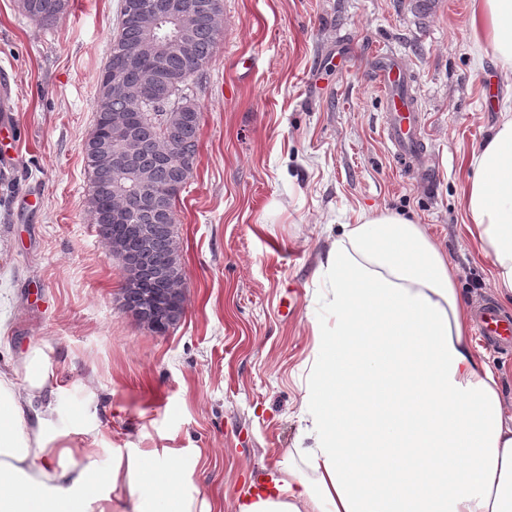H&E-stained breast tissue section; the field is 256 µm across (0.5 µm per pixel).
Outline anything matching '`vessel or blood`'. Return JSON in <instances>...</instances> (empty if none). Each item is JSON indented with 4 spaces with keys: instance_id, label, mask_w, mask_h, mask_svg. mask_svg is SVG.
Segmentation results:
<instances>
[{
    "instance_id": "obj_1",
    "label": "vessel or blood",
    "mask_w": 512,
    "mask_h": 512,
    "mask_svg": "<svg viewBox=\"0 0 512 512\" xmlns=\"http://www.w3.org/2000/svg\"><path fill=\"white\" fill-rule=\"evenodd\" d=\"M375 81L383 92V125L391 156L397 163L416 168L425 164L428 147L421 134L422 117L409 91V73L383 60L376 68ZM477 334L503 355L512 354V314L486 301L476 310Z\"/></svg>"
}]
</instances>
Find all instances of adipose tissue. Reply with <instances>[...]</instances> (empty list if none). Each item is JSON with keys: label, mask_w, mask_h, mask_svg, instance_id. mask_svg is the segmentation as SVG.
I'll list each match as a JSON object with an SVG mask.
<instances>
[{"label": "adipose tissue", "mask_w": 512, "mask_h": 512, "mask_svg": "<svg viewBox=\"0 0 512 512\" xmlns=\"http://www.w3.org/2000/svg\"><path fill=\"white\" fill-rule=\"evenodd\" d=\"M470 27L511 84L512 0H472ZM470 165L468 230L512 305V113ZM319 270L332 321L312 324L319 351L302 411L313 443L238 512H512V410L500 373L473 349L441 247L398 214H364ZM39 358L27 355L20 386L18 366L0 368V483L18 512H193L177 470L161 476L118 455L95 486L88 468L55 463L56 375Z\"/></svg>", "instance_id": "1"}]
</instances>
